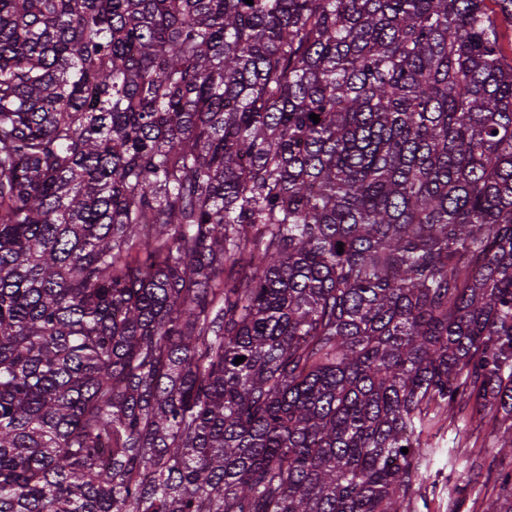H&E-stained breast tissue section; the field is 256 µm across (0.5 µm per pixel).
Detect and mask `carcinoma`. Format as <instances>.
<instances>
[{"label": "carcinoma", "mask_w": 512, "mask_h": 512, "mask_svg": "<svg viewBox=\"0 0 512 512\" xmlns=\"http://www.w3.org/2000/svg\"><path fill=\"white\" fill-rule=\"evenodd\" d=\"M500 17L0 0V512H410L468 407L512 451Z\"/></svg>", "instance_id": "cac0c4a2"}]
</instances>
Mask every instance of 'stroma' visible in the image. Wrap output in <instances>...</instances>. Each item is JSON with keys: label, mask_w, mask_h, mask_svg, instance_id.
<instances>
[{"label": "stroma", "mask_w": 512, "mask_h": 512, "mask_svg": "<svg viewBox=\"0 0 512 512\" xmlns=\"http://www.w3.org/2000/svg\"><path fill=\"white\" fill-rule=\"evenodd\" d=\"M494 424L477 429L463 419L434 423L423 435L430 445L423 499L414 500L412 512H451L448 504L460 500L458 512H484L489 500L506 495L497 478L512 472V453L497 452Z\"/></svg>", "instance_id": "35a3bbf8"}]
</instances>
